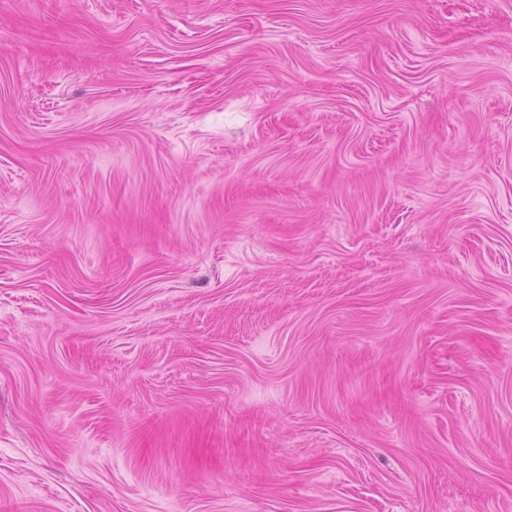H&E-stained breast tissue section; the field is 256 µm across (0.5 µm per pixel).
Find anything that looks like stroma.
I'll return each mask as SVG.
<instances>
[{
    "label": "stroma",
    "instance_id": "obj_1",
    "mask_svg": "<svg viewBox=\"0 0 512 512\" xmlns=\"http://www.w3.org/2000/svg\"><path fill=\"white\" fill-rule=\"evenodd\" d=\"M0 512H512V0H0Z\"/></svg>",
    "mask_w": 512,
    "mask_h": 512
}]
</instances>
